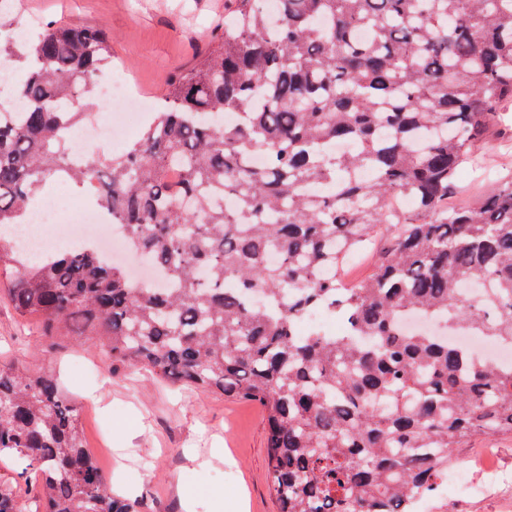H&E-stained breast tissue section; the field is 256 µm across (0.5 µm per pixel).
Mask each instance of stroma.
I'll use <instances>...</instances> for the list:
<instances>
[{
	"mask_svg": "<svg viewBox=\"0 0 512 512\" xmlns=\"http://www.w3.org/2000/svg\"><path fill=\"white\" fill-rule=\"evenodd\" d=\"M224 0H22L0 24L84 22L112 35V68L127 82L159 96L171 76L193 67L213 40ZM512 178V104L461 169L460 186L475 203L499 179ZM0 365L60 377L78 405L85 441L111 486L131 488L139 512H181L186 490L195 512H277L266 484L267 421L260 405L153 377L136 367L112 369L86 338L48 337L23 326L0 290ZM223 448L216 458L214 448ZM507 483L458 502L442 495L440 512H504Z\"/></svg>",
	"mask_w": 512,
	"mask_h": 512,
	"instance_id": "obj_1",
	"label": "stroma"
}]
</instances>
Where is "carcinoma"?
Here are the masks:
<instances>
[{
	"mask_svg": "<svg viewBox=\"0 0 512 512\" xmlns=\"http://www.w3.org/2000/svg\"><path fill=\"white\" fill-rule=\"evenodd\" d=\"M276 2L228 0L139 138L78 163L106 28L0 33L25 105L0 122V230L64 180L170 287H137L91 245L29 259L2 236L0 278L47 336H89L114 366L259 402L277 512H409L470 441L512 435V366L398 324L417 312L512 345V181L476 208L452 202L512 102V0ZM398 194L413 210L389 208ZM384 228L373 273L344 283V260ZM314 309L340 314L346 335H298ZM2 457L37 494L0 485V512H136L52 374L0 366Z\"/></svg>",
	"mask_w": 512,
	"mask_h": 512,
	"instance_id": "obj_1",
	"label": "carcinoma"
}]
</instances>
